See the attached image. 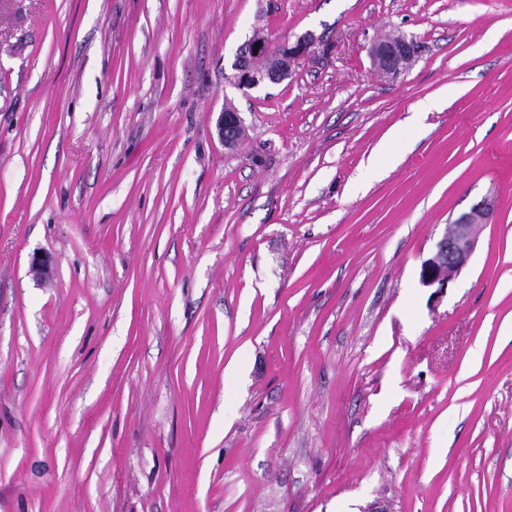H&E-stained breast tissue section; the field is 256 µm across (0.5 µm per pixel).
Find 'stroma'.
Returning a JSON list of instances; mask_svg holds the SVG:
<instances>
[{
	"label": "stroma",
	"mask_w": 512,
	"mask_h": 512,
	"mask_svg": "<svg viewBox=\"0 0 512 512\" xmlns=\"http://www.w3.org/2000/svg\"><path fill=\"white\" fill-rule=\"evenodd\" d=\"M372 502L512 512V0H0V512ZM316 40L311 34L299 39L295 45L291 47H282L278 52L283 56L282 63L279 68L271 71L259 70L254 67L252 60L265 56L271 52V48L265 41L251 42L239 56L235 64L238 70V84L242 88H256L264 83H278L282 81L290 72L292 64L301 57L307 55L311 48L315 45ZM255 45H259L257 55H254ZM416 52L412 39L399 36L391 41H378L371 46L370 53L378 71L391 74L397 71L401 58L411 57ZM240 119L237 112H224L218 123V133L226 145H235L239 139ZM495 209L496 201L485 198L470 211L449 220L434 253L422 263V283L436 288L433 298L439 299L467 266L480 232L490 223Z\"/></svg>",
	"instance_id": "stroma-1"
}]
</instances>
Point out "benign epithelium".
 Segmentation results:
<instances>
[{
    "instance_id": "benign-epithelium-1",
    "label": "benign epithelium",
    "mask_w": 512,
    "mask_h": 512,
    "mask_svg": "<svg viewBox=\"0 0 512 512\" xmlns=\"http://www.w3.org/2000/svg\"><path fill=\"white\" fill-rule=\"evenodd\" d=\"M316 40L310 34L298 40L291 47H282L283 56L279 68L271 71L259 70L252 60L271 52L268 43H249L239 56L236 69L239 72L238 84L242 88H256L264 83H278L290 72L292 64L307 55ZM416 52L415 42L404 36L391 41H379L371 46L370 53L377 69L385 74L397 71L401 58L411 57ZM240 119L235 112H225L218 123V133L226 145H234L239 139ZM496 209V201L486 198L474 205L470 211L449 220L445 231L436 245L434 253L422 263L423 285L435 288L432 296L440 298L467 266L475 251L480 232L490 223Z\"/></svg>"
}]
</instances>
